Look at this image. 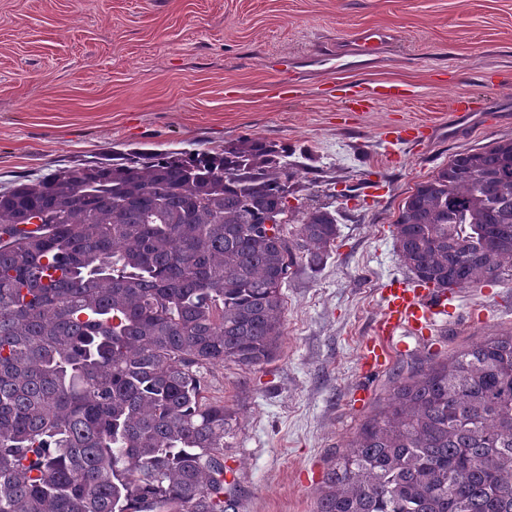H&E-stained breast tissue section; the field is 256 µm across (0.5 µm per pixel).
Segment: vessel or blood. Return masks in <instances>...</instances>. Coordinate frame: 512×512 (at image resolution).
<instances>
[{
	"instance_id": "b4317fda",
	"label": "vessel or blood",
	"mask_w": 512,
	"mask_h": 512,
	"mask_svg": "<svg viewBox=\"0 0 512 512\" xmlns=\"http://www.w3.org/2000/svg\"><path fill=\"white\" fill-rule=\"evenodd\" d=\"M381 296L384 316L377 328L379 340L364 352L365 362L376 367L392 353L400 336L433 326L438 316L448 312L447 293L431 288L397 282L383 288Z\"/></svg>"
}]
</instances>
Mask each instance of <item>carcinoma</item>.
<instances>
[{"instance_id":"1","label":"carcinoma","mask_w":512,"mask_h":512,"mask_svg":"<svg viewBox=\"0 0 512 512\" xmlns=\"http://www.w3.org/2000/svg\"><path fill=\"white\" fill-rule=\"evenodd\" d=\"M291 156L246 138L0 192V512H235L201 369L272 360L292 269L340 234L327 206L287 207ZM280 206L289 237L265 230ZM393 226L427 288L512 281V139L454 155ZM316 512H512V330L399 380Z\"/></svg>"}]
</instances>
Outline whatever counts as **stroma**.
<instances>
[{
    "instance_id": "obj_1",
    "label": "stroma",
    "mask_w": 512,
    "mask_h": 512,
    "mask_svg": "<svg viewBox=\"0 0 512 512\" xmlns=\"http://www.w3.org/2000/svg\"><path fill=\"white\" fill-rule=\"evenodd\" d=\"M371 29L388 39L367 52ZM385 82L407 97L348 109L351 91ZM464 92L485 110L449 117ZM243 137L307 160L299 196L330 195L340 236L323 268L284 285L276 357L203 374L232 417L238 512H315L328 465L399 378L512 328V281L468 288L385 366L361 364L381 288L406 276L392 223L408 191L452 155L512 138V0H0V192Z\"/></svg>"
}]
</instances>
